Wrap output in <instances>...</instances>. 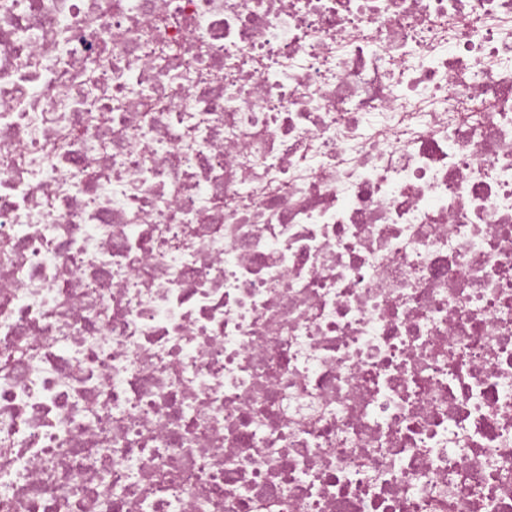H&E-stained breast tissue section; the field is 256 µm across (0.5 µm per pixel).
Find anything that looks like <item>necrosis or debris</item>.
I'll return each mask as SVG.
<instances>
[{
    "label": "necrosis or debris",
    "mask_w": 512,
    "mask_h": 512,
    "mask_svg": "<svg viewBox=\"0 0 512 512\" xmlns=\"http://www.w3.org/2000/svg\"><path fill=\"white\" fill-rule=\"evenodd\" d=\"M0 512H512V0H0Z\"/></svg>",
    "instance_id": "1"
}]
</instances>
